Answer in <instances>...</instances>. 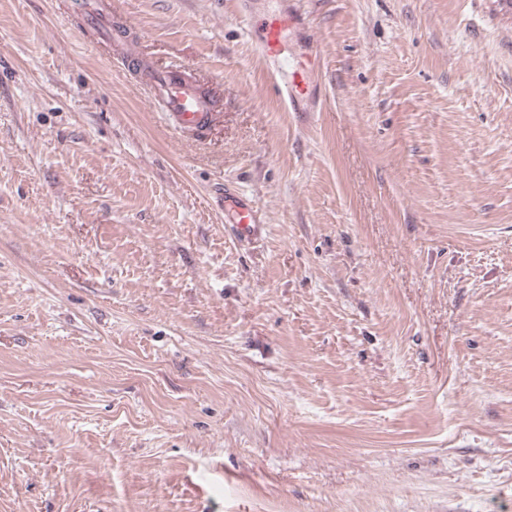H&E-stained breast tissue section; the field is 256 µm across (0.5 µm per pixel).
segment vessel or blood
<instances>
[{
    "label": "vessel or blood",
    "instance_id": "vessel-or-blood-1",
    "mask_svg": "<svg viewBox=\"0 0 512 512\" xmlns=\"http://www.w3.org/2000/svg\"><path fill=\"white\" fill-rule=\"evenodd\" d=\"M299 22L290 12L268 16L256 36L262 54L279 58L283 52L286 32ZM311 56L291 57L287 66L292 74L290 83L280 87L279 93L289 109H296L308 90ZM153 88L162 101V108L171 117L173 126L182 133L202 134L216 125L220 118L212 96L201 91L181 70H165L153 76ZM224 210L235 239L251 243L257 241L263 230L253 200L236 190H225Z\"/></svg>",
    "mask_w": 512,
    "mask_h": 512
}]
</instances>
